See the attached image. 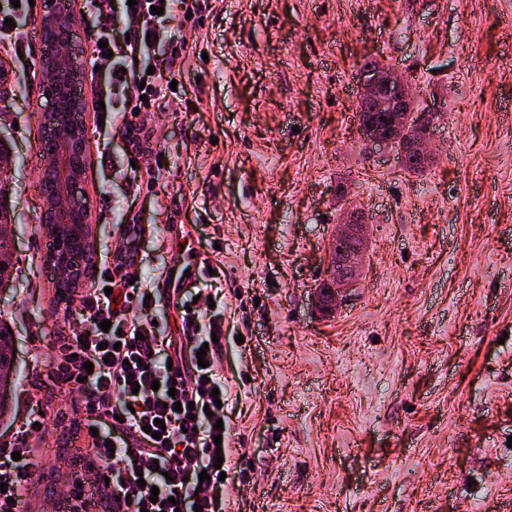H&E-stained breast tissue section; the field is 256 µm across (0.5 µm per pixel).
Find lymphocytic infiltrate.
<instances>
[{
  "label": "lymphocytic infiltrate",
  "instance_id": "obj_1",
  "mask_svg": "<svg viewBox=\"0 0 512 512\" xmlns=\"http://www.w3.org/2000/svg\"><path fill=\"white\" fill-rule=\"evenodd\" d=\"M162 14H155L156 6ZM203 0H137L134 6L115 8L114 0H82L81 11L94 28L99 47L90 59L92 83L108 80L104 96L107 125L125 133L134 158L150 153L140 133L141 112L153 111L162 92L163 68L152 65L147 36L165 41L171 24L187 13H201ZM121 22L127 41L112 40L114 22ZM112 57H105V50ZM195 273L179 271L173 285L164 289L169 309L180 320L171 328L168 318L152 322L144 313L147 286L133 284L121 269L102 268V277L116 278L125 295L114 303L104 289L83 296L81 313L71 335L58 340L52 364L55 383L67 386L84 404L87 423L96 428L93 456L100 491L110 512H224V484L216 469L215 424L224 411L215 407L212 391L224 385L219 337L222 322L199 309H188L185 290L209 281L211 260H197ZM111 321L102 330V321ZM174 344L169 360L156 357L158 346ZM204 352L206 367L196 354ZM93 371H86V364ZM194 404L193 414L174 411V403ZM212 414H205V406ZM20 460H13V452ZM32 449L23 440L6 443L0 450V512H22V490L30 473ZM208 473L200 481V473Z\"/></svg>",
  "mask_w": 512,
  "mask_h": 512
}]
</instances>
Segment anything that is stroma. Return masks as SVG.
<instances>
[{
	"instance_id": "1",
	"label": "stroma",
	"mask_w": 512,
	"mask_h": 512,
	"mask_svg": "<svg viewBox=\"0 0 512 512\" xmlns=\"http://www.w3.org/2000/svg\"><path fill=\"white\" fill-rule=\"evenodd\" d=\"M166 108L148 113L152 192L133 194L123 133L83 120V189L99 253L134 216L131 275L161 286L182 241L224 263V512H512V0H219L183 32ZM382 58L440 120L423 172L362 150L355 75ZM0 139L12 147L0 285L26 416V493L54 512L73 394L48 362L79 303L58 305L38 176L42 81L0 47ZM368 227L365 267L331 315L314 306L343 208Z\"/></svg>"
}]
</instances>
